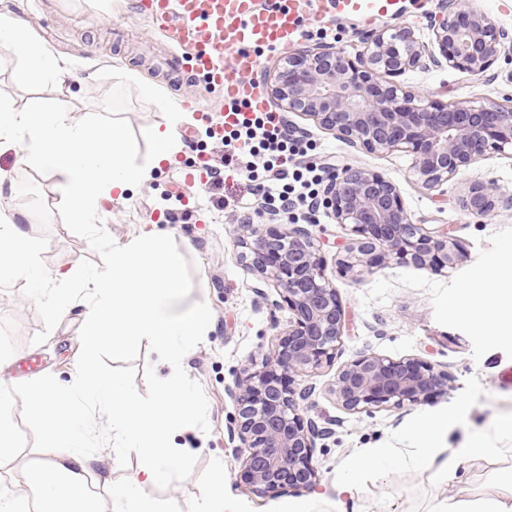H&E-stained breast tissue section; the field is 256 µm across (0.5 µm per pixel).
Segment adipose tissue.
<instances>
[{"mask_svg": "<svg viewBox=\"0 0 512 512\" xmlns=\"http://www.w3.org/2000/svg\"><path fill=\"white\" fill-rule=\"evenodd\" d=\"M0 44L18 50L26 64L15 80L55 81L64 67L45 47L29 37L24 20L0 11ZM66 101L45 107L16 108L0 102V148L18 147L21 165L39 167L62 177V191L76 223L88 224L102 200L125 192L150 177L152 168L172 160L180 150L174 122L153 125L143 136L155 147L149 164H133L134 142L118 129L74 123ZM33 246L16 224L12 210H0V278L38 279L31 258ZM184 253L155 234L144 232L128 244L113 247L96 283L97 299L87 312L85 356L73 384L96 400L119 441L115 453L135 452L141 459L131 482L113 484L97 474L90 455L78 450L76 429L81 415L51 377L31 379V407L46 429L35 465L24 470L14 490L0 494V512H153L142 498L146 485L170 483L179 466L171 432L199 434L198 397L178 377L157 383L152 403L142 404L124 389L122 380L101 372L99 349L122 350L131 342L155 344L167 360L182 361L194 350L211 321L201 301L186 303L182 269ZM476 283L456 302L458 313L484 329L490 339L512 331V274L481 269ZM447 420L420 419L411 433L418 466L451 479L465 458L491 455L486 438L474 435L463 447L447 450L436 444ZM390 448L356 453L336 477V512H348L345 494L368 473L380 474L396 465Z\"/></svg>", "mask_w": 512, "mask_h": 512, "instance_id": "1", "label": "adipose tissue"}]
</instances>
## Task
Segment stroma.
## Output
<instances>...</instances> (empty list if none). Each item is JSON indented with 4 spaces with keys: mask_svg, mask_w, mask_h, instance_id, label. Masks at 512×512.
Here are the masks:
<instances>
[{
    "mask_svg": "<svg viewBox=\"0 0 512 512\" xmlns=\"http://www.w3.org/2000/svg\"><path fill=\"white\" fill-rule=\"evenodd\" d=\"M6 4L55 59L67 63L68 71L58 83L18 85L13 75L24 59L17 50L0 46V101L24 108L64 98L72 105L73 122L113 123L131 137L165 123L166 104L185 112L175 126L181 150L173 161L153 169L150 180L125 192L123 200L103 201L89 224L72 223L59 176L20 166L14 148L0 149V175L5 178L0 204L16 210L20 229L35 245L34 260L45 293L65 302L59 314H49L35 301L29 281L0 280V354L10 359L5 378L13 383L14 469H24L36 458L44 438V427L31 411L28 381L49 374L63 387L71 386L86 312L94 301V279L106 254L153 228L184 250L186 300L206 303L212 320L195 350L178 364L167 362L145 340L131 343L122 353L107 348L97 354L101 370L119 376L127 392L142 402H152L158 379L173 373L199 398L202 433L173 436L174 446L185 451L178 473L171 483L143 488L142 497L161 512H195L207 492L212 463L219 458L224 462V494L240 512H278L283 502L306 498L303 490L270 497L253 494L240 478L242 460L228 434L235 404L227 387L251 362L273 351L278 334L287 330L291 319L287 306H275L278 294L273 283L259 281L241 260L239 241L249 227L289 228L294 220L288 213L271 214L235 172H225L215 187L187 181V174L197 170L199 156L217 160L222 155L220 141L208 133L224 110L223 90L200 79L176 78L161 67V60L180 53L181 47L154 34L137 12L135 0H109L103 11L96 9L95 0H6ZM434 10V0H400L397 11L385 17L328 18L326 37L306 35L300 44L312 46L323 40L354 54L363 49L361 33L398 27L410 28L427 44L432 39L429 16ZM126 69L135 70L136 78H122ZM401 81L451 103L492 100L512 105V46L481 79L443 65L409 72ZM284 118L315 144L316 159L323 165L371 169L395 183L414 223L448 234L464 255L450 272L388 260L374 273L356 278L343 267L348 231L328 210L315 212L309 231L347 315L335 360L317 375L297 379L299 386L314 388L302 403L305 418L332 428L318 441L314 456L320 476L317 488L326 494L316 512H335L332 487L355 452L395 448L408 455L415 421L425 415H449L463 399L470 412L449 425L441 446L462 447L468 436L480 432L494 445V455L462 460L454 478L447 481L433 471L403 463L379 477H364L352 498L359 512H432L445 498L480 500L496 495L512 472V436L499 433L500 420L512 419V375L505 373L512 368V335L488 340L453 304L479 269L493 262L512 269V210L481 217L460 206L476 183L512 195V156L488 155L429 190L415 178L410 153H366L310 117L288 112ZM70 270L74 278L61 280V272ZM369 353L439 365L449 376L446 393L415 407L348 413L333 393L337 374ZM80 441L85 452L97 458L98 472L116 483L133 477L139 459L132 452L120 458L113 455L112 432L102 414H95L83 427Z\"/></svg>",
    "mask_w": 512,
    "mask_h": 512,
    "instance_id": "obj_1",
    "label": "stroma"
}]
</instances>
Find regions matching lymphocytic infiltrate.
Masks as SVG:
<instances>
[{"label":"lymphocytic infiltrate","instance_id":"lymphocytic-infiltrate-1","mask_svg":"<svg viewBox=\"0 0 512 512\" xmlns=\"http://www.w3.org/2000/svg\"><path fill=\"white\" fill-rule=\"evenodd\" d=\"M226 158L239 157L240 174L254 177L263 167L269 177L257 184L263 201L272 210L303 211L312 207L322 181L321 164L310 161V140L290 134L282 120L242 113L239 122L223 137Z\"/></svg>","mask_w":512,"mask_h":512}]
</instances>
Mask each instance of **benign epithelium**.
Instances as JSON below:
<instances>
[{"label": "benign epithelium", "mask_w": 512, "mask_h": 512, "mask_svg": "<svg viewBox=\"0 0 512 512\" xmlns=\"http://www.w3.org/2000/svg\"><path fill=\"white\" fill-rule=\"evenodd\" d=\"M469 2L438 0V13L430 17L433 50L408 28L361 34L364 50L353 57L332 44L303 48L278 68L270 94L284 110L311 117L353 148L413 154L417 180L437 188L490 153L512 151L511 106L448 104L400 82L408 71L444 63L472 76L487 75L512 33ZM322 203L352 235L344 266L358 277L372 273L382 259L440 271L453 270L460 261L457 243L414 223L398 187L377 172L332 169ZM461 207L490 216L511 210L512 196L474 184ZM241 244L242 258L274 283L280 297L275 305L285 303L292 318L273 353L227 389L236 404L229 432L241 443L243 476L253 493L308 490L319 481L313 456L326 429L303 416L306 390L291 387V379L314 376L335 359L345 311L307 229H255ZM447 386L448 375L428 362L370 353L339 372L334 393L346 411L359 414L420 405Z\"/></svg>", "instance_id": "obj_1"}]
</instances>
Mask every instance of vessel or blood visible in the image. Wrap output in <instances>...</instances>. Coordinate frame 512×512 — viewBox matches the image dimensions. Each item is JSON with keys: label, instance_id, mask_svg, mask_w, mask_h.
I'll return each mask as SVG.
<instances>
[{"label": "vessel or blood", "instance_id": "vessel-or-blood-1", "mask_svg": "<svg viewBox=\"0 0 512 512\" xmlns=\"http://www.w3.org/2000/svg\"><path fill=\"white\" fill-rule=\"evenodd\" d=\"M396 0H136V9L158 32L182 46L176 67L192 78L225 89L228 98L266 110L261 90L247 76L269 47L287 53L299 42L304 19L323 13L384 16Z\"/></svg>", "mask_w": 512, "mask_h": 512}]
</instances>
